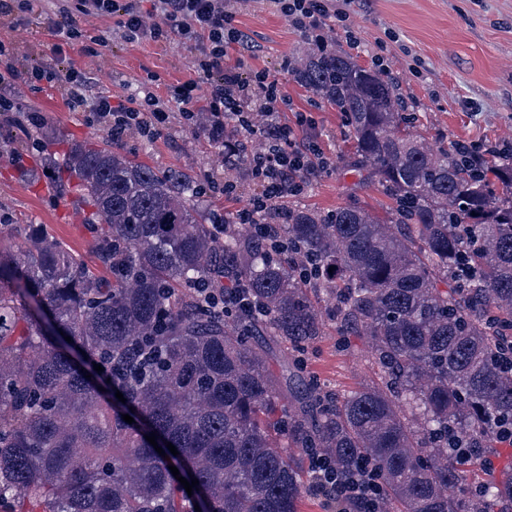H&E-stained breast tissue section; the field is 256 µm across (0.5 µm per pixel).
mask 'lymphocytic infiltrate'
I'll return each instance as SVG.
<instances>
[{"instance_id":"lymphocytic-infiltrate-1","label":"lymphocytic infiltrate","mask_w":512,"mask_h":512,"mask_svg":"<svg viewBox=\"0 0 512 512\" xmlns=\"http://www.w3.org/2000/svg\"><path fill=\"white\" fill-rule=\"evenodd\" d=\"M274 9L316 47H325L331 22L345 23L346 9L329 0H271ZM52 25L58 38V56L90 49L80 27L87 17L117 18L126 41L165 38L192 41L200 54L193 61L195 80L180 86L175 96L183 104L186 124L208 127L221 148L224 160L246 163L255 191L237 213L240 223L253 235L265 239L276 252L288 249V241L277 231V221L285 220L277 204L303 193L311 175L328 169L317 137L299 139L297 130L313 121L298 113L295 124L280 121L277 108L282 98L277 81L268 74L242 77L237 67L226 64L230 47L241 41L234 26V15L226 0H155L152 16H144L134 0H66L54 7ZM46 84L59 88L70 109L88 111L93 120L103 123L113 142H122L129 133L155 135L154 122L160 117L158 99L145 93L143 100L113 101L111 95L90 91V79L77 68L32 65L19 70L12 52L0 42V112L17 111L12 94L18 82ZM200 305L215 315H223L227 300H235L241 311L258 313L259 307L237 282H212L198 291ZM310 480L314 492L339 507L356 506L359 512H380V490L363 467L343 473L330 457L318 449L308 452Z\"/></svg>"}]
</instances>
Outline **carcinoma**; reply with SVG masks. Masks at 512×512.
Listing matches in <instances>:
<instances>
[{
    "instance_id": "cac0c4a2",
    "label": "carcinoma",
    "mask_w": 512,
    "mask_h": 512,
    "mask_svg": "<svg viewBox=\"0 0 512 512\" xmlns=\"http://www.w3.org/2000/svg\"><path fill=\"white\" fill-rule=\"evenodd\" d=\"M292 72L340 113L385 218L293 207L278 229L296 250L246 228L219 244L184 176L73 144L108 275L46 234L0 247V512H299L309 448L369 463L386 512H512L494 428L512 424V167L474 177L342 52L302 48ZM307 259L323 274L301 277ZM219 268L262 315L196 303ZM328 320L364 337L378 381L330 393L284 355L271 370V344L302 351Z\"/></svg>"
}]
</instances>
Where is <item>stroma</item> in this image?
Returning <instances> with one entry per match:
<instances>
[{
  "instance_id": "35a3bbf8",
  "label": "stroma",
  "mask_w": 512,
  "mask_h": 512,
  "mask_svg": "<svg viewBox=\"0 0 512 512\" xmlns=\"http://www.w3.org/2000/svg\"><path fill=\"white\" fill-rule=\"evenodd\" d=\"M235 11V25L252 49L229 50L227 64L240 65L246 75L263 70L278 79L284 94L281 120L291 123L296 113L311 114L319 144L332 163L309 181L297 203L332 211L359 202L384 215L389 200L353 170V146L339 112L300 87L285 67L304 39L268 0H244ZM349 13L360 45L352 47L340 30L333 48L371 70L375 56H383L388 76L398 78L399 91L413 106L418 129L427 139L438 144L512 139V0H353ZM84 28L108 39L107 46L70 56V65L91 77L92 92L108 91L123 100L142 98L148 90L166 112L155 139L129 135L119 145L121 152L200 184L209 175L236 182L237 198L210 192L197 201L205 223H213L218 215L236 216L253 192L244 164L222 165L216 142L207 133L184 127L182 107L173 95L175 87L196 77L195 43L128 42L112 17L90 20ZM0 40L12 48L19 67L54 59L55 38L44 11L24 13L17 28L0 26ZM20 91L23 111L38 112L44 120L31 134L45 148L29 154L20 170L10 162L9 147L0 148V210L11 216L10 224L0 227V244L20 242L37 231L64 243L91 268H99L96 234L78 212L75 184L61 175L60 167L70 142L106 145L108 134L102 124L89 121L87 113L70 111L56 89L36 90L24 84ZM362 348L361 337L341 336L335 326H327L317 343L301 352L303 371L322 389H355L375 378Z\"/></svg>"
}]
</instances>
